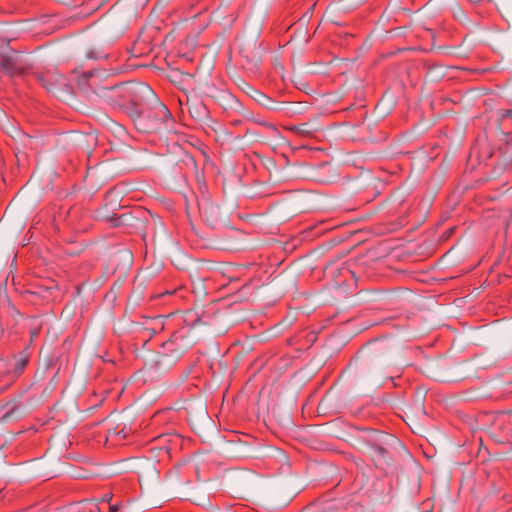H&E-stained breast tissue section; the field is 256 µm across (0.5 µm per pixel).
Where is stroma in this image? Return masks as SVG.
<instances>
[{"instance_id": "obj_1", "label": "stroma", "mask_w": 512, "mask_h": 512, "mask_svg": "<svg viewBox=\"0 0 512 512\" xmlns=\"http://www.w3.org/2000/svg\"><path fill=\"white\" fill-rule=\"evenodd\" d=\"M187 506L512 512V0H0V512Z\"/></svg>"}]
</instances>
